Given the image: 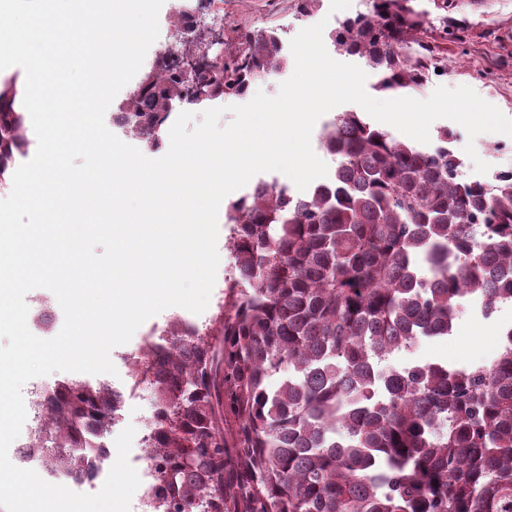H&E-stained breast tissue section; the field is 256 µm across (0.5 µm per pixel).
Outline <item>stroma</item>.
I'll return each mask as SVG.
<instances>
[{"label":"stroma","instance_id":"stroma-1","mask_svg":"<svg viewBox=\"0 0 512 512\" xmlns=\"http://www.w3.org/2000/svg\"><path fill=\"white\" fill-rule=\"evenodd\" d=\"M443 2L417 0L431 22H438L447 14L465 20V42L460 46L448 44L444 54L447 75L432 78L416 92V99L429 98L440 86H467L512 117V0H457L456 9L451 11L444 8ZM219 8L224 15L225 30L276 27L283 30V39L288 42L302 28L321 21L328 28H335L339 20L364 10L365 4L363 0H321L319 9L308 17L297 14L296 0H220ZM444 130L456 134V151L463 154L469 142L475 146L476 157L463 154L462 170L466 178L476 179L473 160L477 157L494 169L512 165V136L483 133L472 140L461 125L449 119L436 120L430 127L434 136ZM511 322V309L504 310L498 324L466 311L460 315L452 336L421 342L414 353H398L394 360L402 365L433 360L478 363L492 357L500 324Z\"/></svg>","mask_w":512,"mask_h":512}]
</instances>
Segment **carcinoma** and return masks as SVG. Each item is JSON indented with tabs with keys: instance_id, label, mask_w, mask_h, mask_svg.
<instances>
[{
	"instance_id": "1",
	"label": "carcinoma",
	"mask_w": 512,
	"mask_h": 512,
	"mask_svg": "<svg viewBox=\"0 0 512 512\" xmlns=\"http://www.w3.org/2000/svg\"><path fill=\"white\" fill-rule=\"evenodd\" d=\"M416 0H367L338 21L335 50L365 60L375 88L411 94L446 74ZM288 66L276 28L237 29L194 76L153 67L113 120L159 147L175 103L244 97ZM18 79L0 88V175L21 144ZM332 178L293 197L260 182L226 207L234 271L202 333L180 316L132 355L151 373L149 455L169 512H512V343L483 367L388 370L452 333L461 289L512 299V168L467 181L448 131L400 140L356 110L325 127ZM480 244H470V225ZM31 447L50 473L80 475L117 411L106 382L64 380Z\"/></svg>"
}]
</instances>
